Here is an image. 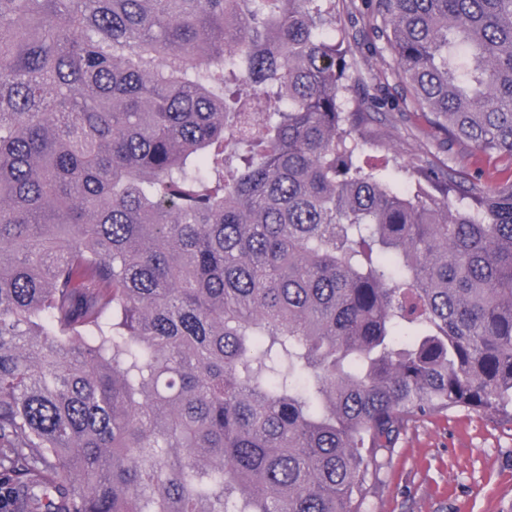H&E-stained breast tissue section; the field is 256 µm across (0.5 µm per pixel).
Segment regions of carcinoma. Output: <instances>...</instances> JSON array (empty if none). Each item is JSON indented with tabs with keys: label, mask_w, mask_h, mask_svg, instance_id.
I'll list each match as a JSON object with an SVG mask.
<instances>
[{
	"label": "carcinoma",
	"mask_w": 512,
	"mask_h": 512,
	"mask_svg": "<svg viewBox=\"0 0 512 512\" xmlns=\"http://www.w3.org/2000/svg\"><path fill=\"white\" fill-rule=\"evenodd\" d=\"M512 170V0H369ZM336 0H0V512H366L411 419L512 420V175L361 161Z\"/></svg>",
	"instance_id": "cac0c4a2"
}]
</instances>
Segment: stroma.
Instances as JSON below:
<instances>
[{
  "mask_svg": "<svg viewBox=\"0 0 512 512\" xmlns=\"http://www.w3.org/2000/svg\"><path fill=\"white\" fill-rule=\"evenodd\" d=\"M348 58L357 69L350 98L387 100L365 126V163L384 168L402 187L416 164L490 176L501 169L496 157L467 145L444 146L429 115L404 110L401 89L382 82L387 62L380 55L361 45ZM367 512H512V423L466 408L418 418L395 448Z\"/></svg>",
  "mask_w": 512,
  "mask_h": 512,
  "instance_id": "35a3bbf8",
  "label": "stroma"
}]
</instances>
